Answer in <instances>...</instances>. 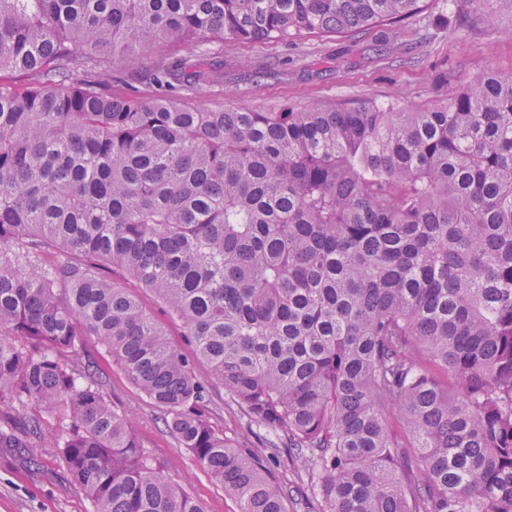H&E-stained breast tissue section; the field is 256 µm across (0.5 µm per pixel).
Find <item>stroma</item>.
<instances>
[{"instance_id":"1","label":"stroma","mask_w":512,"mask_h":512,"mask_svg":"<svg viewBox=\"0 0 512 512\" xmlns=\"http://www.w3.org/2000/svg\"><path fill=\"white\" fill-rule=\"evenodd\" d=\"M475 13L469 0H429L428 9L417 17L348 37L309 35L293 43L227 38L210 46L218 79L198 92L196 102L205 108L257 111L361 99L419 106L485 71L512 73V37L477 26ZM160 55L177 59L181 52L163 47L144 56L137 68L114 65L113 94L151 92V73ZM83 357L92 363L115 408L132 420L149 463L205 512H238L237 500L179 448L157 408L94 337L86 338ZM194 373L209 387L214 421L225 440L277 456L280 463L273 466V475L291 486L301 484L300 474L286 463L281 437L263 429L249 433L242 409L213 382L208 367L195 364ZM0 512H92V503L70 480L57 449L43 445L32 461L23 449L0 448Z\"/></svg>"}]
</instances>
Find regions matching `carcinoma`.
I'll use <instances>...</instances> for the list:
<instances>
[{
    "instance_id": "carcinoma-1",
    "label": "carcinoma",
    "mask_w": 512,
    "mask_h": 512,
    "mask_svg": "<svg viewBox=\"0 0 512 512\" xmlns=\"http://www.w3.org/2000/svg\"><path fill=\"white\" fill-rule=\"evenodd\" d=\"M471 2L487 27L512 13ZM427 6L0 0V72L25 77L0 84V448L33 455L41 408L94 512H204L81 360L93 336L239 512H287L292 490L225 442L196 361L281 433L313 512H512V73L420 109L259 112L196 106L215 72L161 57L153 94L112 95V66L160 47L342 36ZM127 286L139 297L143 306L165 325L169 341L176 346H184L181 326L168 319L163 308L159 306L154 297L140 288H136L132 282H127Z\"/></svg>"
}]
</instances>
